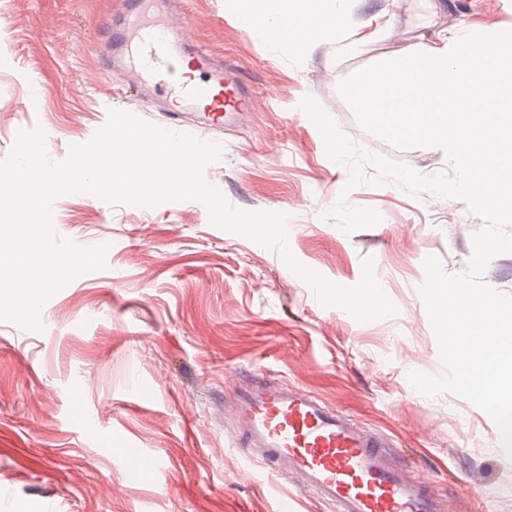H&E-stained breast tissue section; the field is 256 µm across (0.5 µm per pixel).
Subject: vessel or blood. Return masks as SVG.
I'll return each instance as SVG.
<instances>
[{"instance_id":"1","label":"vessel or blood","mask_w":512,"mask_h":512,"mask_svg":"<svg viewBox=\"0 0 512 512\" xmlns=\"http://www.w3.org/2000/svg\"><path fill=\"white\" fill-rule=\"evenodd\" d=\"M175 0H131L123 26L111 29L113 72L134 69L153 81L166 111L172 95L201 103L225 118L249 113L253 93L236 69L215 61L172 33ZM236 445L277 474L295 478L301 492L331 504L334 512H444L442 501L398 459L381 432L354 423L312 393L259 374L236 398ZM127 467L145 476L162 460L133 448Z\"/></svg>"}]
</instances>
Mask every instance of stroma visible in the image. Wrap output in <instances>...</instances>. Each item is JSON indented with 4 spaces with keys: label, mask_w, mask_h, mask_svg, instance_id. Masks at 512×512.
I'll return each mask as SVG.
<instances>
[{
    "label": "stroma",
    "mask_w": 512,
    "mask_h": 512,
    "mask_svg": "<svg viewBox=\"0 0 512 512\" xmlns=\"http://www.w3.org/2000/svg\"><path fill=\"white\" fill-rule=\"evenodd\" d=\"M225 0H184L180 38L234 65L254 92L249 119L203 124L192 106L173 123L148 99L123 98L105 66L101 22L123 0H0V158L18 129L41 125L52 159L84 143L120 109L221 142L205 170L229 203L289 214V246L307 266L356 284L362 262L396 305L369 323L322 307L279 251L209 223L196 201L154 209L86 194L54 205L60 236L109 244L107 270L83 275L42 310L44 332L0 323V512H276L297 494L233 441L232 399L247 375L270 372L357 423L388 434L446 512H512V459L498 427L466 398L419 393L409 375L442 376L419 287L423 261L464 272L484 222L459 199L395 183L348 188L298 104L313 95L351 139L432 176L449 171L428 148H395L366 132L338 83L418 41L427 25H512V0H345L344 23L308 56L268 43ZM394 16L386 40L356 46L372 15ZM372 207L376 226L343 233L322 214L339 195ZM161 457L130 473L121 449Z\"/></svg>",
    "instance_id": "1"
}]
</instances>
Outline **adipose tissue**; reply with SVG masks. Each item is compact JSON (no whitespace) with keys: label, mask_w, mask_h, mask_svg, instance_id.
<instances>
[{"label":"adipose tissue","mask_w":512,"mask_h":512,"mask_svg":"<svg viewBox=\"0 0 512 512\" xmlns=\"http://www.w3.org/2000/svg\"><path fill=\"white\" fill-rule=\"evenodd\" d=\"M273 0H227L230 6H242L248 22L263 23V35L270 41L287 45L296 56H307L322 40L341 28L342 13L335 0H282L275 21L267 15Z\"/></svg>","instance_id":"ef3b65f1"}]
</instances>
